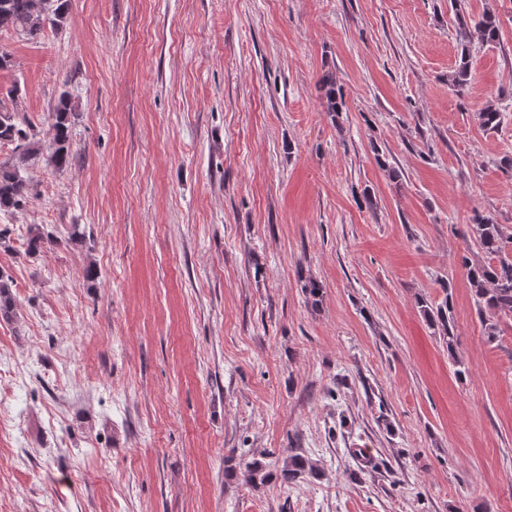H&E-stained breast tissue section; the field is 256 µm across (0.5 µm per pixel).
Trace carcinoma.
Wrapping results in <instances>:
<instances>
[{"label":"carcinoma","mask_w":512,"mask_h":512,"mask_svg":"<svg viewBox=\"0 0 512 512\" xmlns=\"http://www.w3.org/2000/svg\"><path fill=\"white\" fill-rule=\"evenodd\" d=\"M70 0H0V30H12L28 39H36L44 30L62 28L68 18ZM457 22L465 35L476 29L484 43L499 41L500 21L496 14L485 12L481 18L469 26L466 16L456 13ZM470 76V61L467 46H462L460 63L452 75V81L460 84ZM327 112L333 121H338L345 107L343 93L336 85L332 73L326 72L319 81ZM20 87L15 84L0 99V143H10L27 154L43 144L47 145L49 161L56 168L66 167L73 159L71 142V116L73 106L70 98L60 96L53 112L52 121L42 131H35L31 125L18 118L14 105ZM481 127L486 131L498 128L501 118L496 107L489 104L478 113ZM34 198L33 185L21 170L15 166L0 163V211L17 209ZM471 233L485 254L486 260L472 263L462 257L467 270V279L475 298L478 315L481 319L487 340L493 342L500 333L498 320L512 315V234L504 231L500 224L483 216H476L471 225ZM51 239L39 224L30 225L26 239V253L35 255L50 243ZM11 280L0 271V316L10 319L13 313V300L10 293ZM418 305L427 322L443 335L448 351H453L456 343V328L452 315L450 297L435 307L424 299ZM312 473L311 467L300 455H293L281 469L283 481L290 483L304 473Z\"/></svg>","instance_id":"obj_1"}]
</instances>
